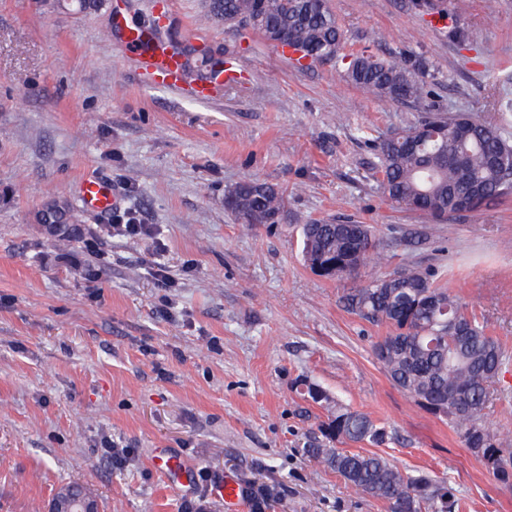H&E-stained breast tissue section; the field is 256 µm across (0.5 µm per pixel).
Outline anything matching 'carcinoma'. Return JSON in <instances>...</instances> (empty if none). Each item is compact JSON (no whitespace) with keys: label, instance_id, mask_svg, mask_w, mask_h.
Masks as SVG:
<instances>
[{"label":"carcinoma","instance_id":"obj_1","mask_svg":"<svg viewBox=\"0 0 512 512\" xmlns=\"http://www.w3.org/2000/svg\"><path fill=\"white\" fill-rule=\"evenodd\" d=\"M207 16L232 28H249L269 42L282 35V46L311 54L316 62L339 58L343 48L328 0H209ZM201 56L209 65L202 69L186 59L183 75L194 72L201 82H216L224 60L205 50ZM347 78L383 101L412 102L427 112L418 124L430 136L422 146L395 133L376 145L378 186L385 198L444 221L461 198L480 195L490 203L512 195V140L476 117L433 111L426 69L411 55L355 56ZM285 201L281 188L258 180L240 182L224 194V207L245 224L279 223ZM302 243L305 264L325 278L354 279L352 270L364 268L378 254L365 224H306ZM343 304L370 323L392 327L375 346L388 378L421 408L447 421L495 480L512 484V448L485 421L490 388L507 359L487 321L412 266L359 281L345 293ZM322 429L338 443L381 445L388 438L368 415L342 406ZM305 452L355 491L382 501L387 512L458 508L451 487L426 475L412 476L377 453L319 447Z\"/></svg>","mask_w":512,"mask_h":512}]
</instances>
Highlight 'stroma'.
I'll return each instance as SVG.
<instances>
[{"instance_id":"stroma-1","label":"stroma","mask_w":512,"mask_h":512,"mask_svg":"<svg viewBox=\"0 0 512 512\" xmlns=\"http://www.w3.org/2000/svg\"><path fill=\"white\" fill-rule=\"evenodd\" d=\"M167 2L174 45L223 56L239 82L205 101L190 77L154 85L123 31L153 0H0V512H43L69 481L99 512H253L216 498L213 476L268 488L265 512H386L304 452L335 404L384 427L377 453L447 482L461 512H512V488L385 375L374 347L390 326L348 312L349 280L314 274L300 243L305 224L369 225L388 267L437 273L512 353V196L445 222L386 200L375 144L417 106L367 97L342 61L299 67L207 19L204 0ZM435 2L452 20L408 0L329 5L346 52L411 51L437 111L512 136V0ZM90 175L118 191L115 208L83 209ZM247 179L284 190L280 223L225 210ZM54 208L75 216L62 239L42 220ZM131 217L151 236L113 235ZM493 391L489 427L512 443V360ZM109 440L128 448L124 468ZM164 452L188 484L154 466Z\"/></svg>"}]
</instances>
